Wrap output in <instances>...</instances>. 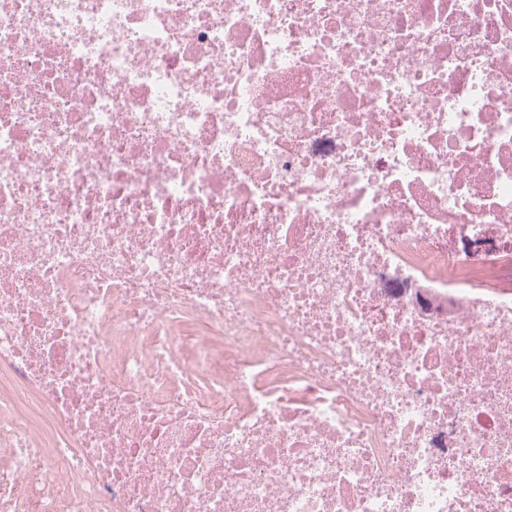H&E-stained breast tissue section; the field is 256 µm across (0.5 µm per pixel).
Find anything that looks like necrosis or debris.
Instances as JSON below:
<instances>
[{
	"label": "necrosis or debris",
	"instance_id": "necrosis-or-debris-1",
	"mask_svg": "<svg viewBox=\"0 0 512 512\" xmlns=\"http://www.w3.org/2000/svg\"><path fill=\"white\" fill-rule=\"evenodd\" d=\"M492 260L512 0H0V512H512Z\"/></svg>",
	"mask_w": 512,
	"mask_h": 512
}]
</instances>
